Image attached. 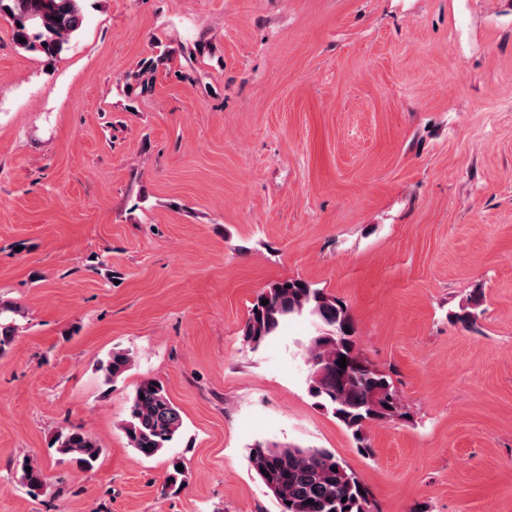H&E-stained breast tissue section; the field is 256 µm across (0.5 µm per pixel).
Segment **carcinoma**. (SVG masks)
Segmentation results:
<instances>
[{
    "label": "carcinoma",
    "mask_w": 512,
    "mask_h": 512,
    "mask_svg": "<svg viewBox=\"0 0 512 512\" xmlns=\"http://www.w3.org/2000/svg\"><path fill=\"white\" fill-rule=\"evenodd\" d=\"M0 13L16 23L13 38L25 39L22 48L50 57L62 51L84 22L81 0H0ZM263 300L268 304H261ZM13 312V306L0 302V356L12 348L18 333ZM298 317H310L324 327L305 353L310 395L350 433L360 453L372 454L365 428L407 413L391 376L361 360L354 320L344 302L305 280L277 281L253 301L242 329L243 341L256 349ZM342 356L346 357L344 369L337 365ZM133 364L132 351L117 348L98 362L97 371L103 383L110 385ZM183 425L181 410L162 382L141 380L122 424L129 447L153 458L172 447ZM51 447L85 471L95 468L103 452L80 426L58 430ZM249 462L277 500L280 512H373L370 489L327 449L258 441L249 448ZM16 476L32 498H39L47 488L42 469L27 458L16 463Z\"/></svg>",
    "instance_id": "obj_1"
}]
</instances>
